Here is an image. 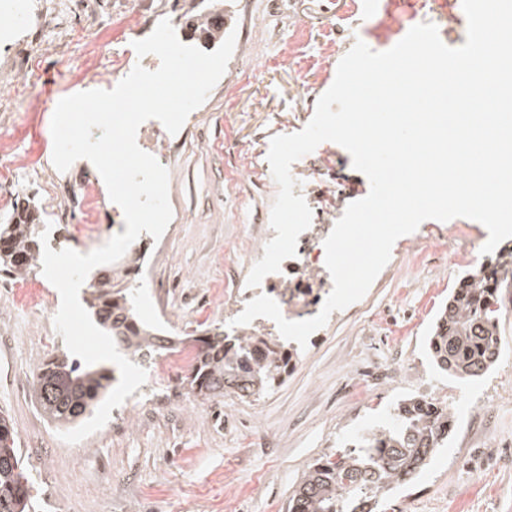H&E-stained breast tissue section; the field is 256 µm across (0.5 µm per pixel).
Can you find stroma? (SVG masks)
<instances>
[{"label": "stroma", "instance_id": "stroma-1", "mask_svg": "<svg viewBox=\"0 0 512 512\" xmlns=\"http://www.w3.org/2000/svg\"><path fill=\"white\" fill-rule=\"evenodd\" d=\"M74 0H0V151L14 161L15 202L30 203L51 224L52 250L88 253L126 225L94 166L75 161L58 170L51 119L62 94L121 81L115 57L135 58V37L113 40L112 24L130 13L152 24L170 20L182 43L199 16L230 10L236 32L226 70L178 133L167 135L165 167L173 229L157 257L155 239L141 234L125 259L153 267L157 287L137 288L142 321L168 336L203 335L229 326L224 296L244 275L248 247L261 242L277 195L267 161L273 136L302 130L334 81L339 61L364 41L385 51L400 39L398 21L433 23L466 41L444 0H103L78 31L64 20ZM27 6L42 27L37 64L16 72L20 40L10 22ZM90 69L75 78L74 59ZM429 219L399 238L387 265L365 296L330 315L299 365L270 391L248 397L189 394L183 374L157 381L150 398L132 393L108 422L83 440L60 439V426L37 404L32 383L41 362L65 351L54 326L58 290L41 269L27 282L41 285L40 303L21 306L14 277L0 272V410L8 413L26 458L39 512H286L302 472L323 455L353 448L362 429L382 426L409 398L435 393L443 402L465 395L468 409L452 408L448 446L418 478L401 487L384 512H512V382L500 367L462 380L437 370L428 338L448 294L469 272L466 264L424 256L427 236L443 229ZM395 334L398 350L414 359L418 378L338 398L354 361H367L365 336Z\"/></svg>", "mask_w": 512, "mask_h": 512}]
</instances>
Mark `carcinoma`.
Here are the masks:
<instances>
[{
  "mask_svg": "<svg viewBox=\"0 0 512 512\" xmlns=\"http://www.w3.org/2000/svg\"><path fill=\"white\" fill-rule=\"evenodd\" d=\"M38 224L29 212L14 213L0 224V269L16 277L34 270L40 255ZM483 277L468 275L454 287L430 338L436 366L462 379L485 374L498 361L500 309L498 288H512V248L504 246L486 258ZM129 270L116 271L90 285L86 304L96 322L115 344L139 359L151 362L160 350L172 349V340L144 326L135 312L133 288L120 285ZM200 350L187 377L189 392L211 398L231 391L241 397L259 395L274 387L286 363L283 345L270 348L260 333L226 339L217 332L195 338ZM267 351V360L248 367L251 353ZM112 370L81 365L63 352L42 364L34 379V396L53 420L74 423L92 401L111 386ZM451 413L434 409L424 399L398 404L389 413V424L358 437L357 445L336 459L322 457L303 472L288 498V512H374L382 502L375 488L388 493L417 476L442 447L450 428ZM11 420L0 415V512H36L32 485Z\"/></svg>",
  "mask_w": 512,
  "mask_h": 512,
  "instance_id": "obj_1",
  "label": "carcinoma"
}]
</instances>
